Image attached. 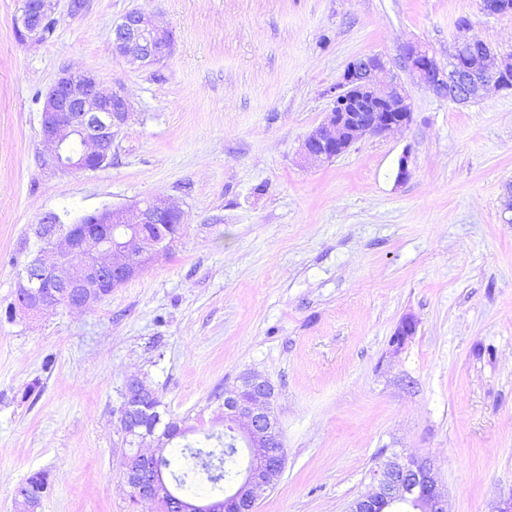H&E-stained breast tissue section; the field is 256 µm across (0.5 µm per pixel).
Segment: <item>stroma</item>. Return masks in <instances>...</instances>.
<instances>
[{"mask_svg":"<svg viewBox=\"0 0 512 512\" xmlns=\"http://www.w3.org/2000/svg\"><path fill=\"white\" fill-rule=\"evenodd\" d=\"M56 0L54 34L0 0V512L44 471L40 512H160L118 463L141 378L186 426L223 434L225 387L276 390L286 466L257 512H345L382 455L431 457L448 512L512 493V90L456 104L400 67L447 65L459 19L512 52V13L480 0ZM137 9L169 28L151 68L112 51ZM377 54L412 103L406 126L331 163L301 157L348 63ZM97 71L132 113L90 172L43 162V95ZM409 176L398 180L400 158ZM151 198L186 216L155 265L88 309L9 317L48 212L64 223ZM416 332L391 338L403 317Z\"/></svg>","mask_w":512,"mask_h":512,"instance_id":"obj_1","label":"stroma"}]
</instances>
